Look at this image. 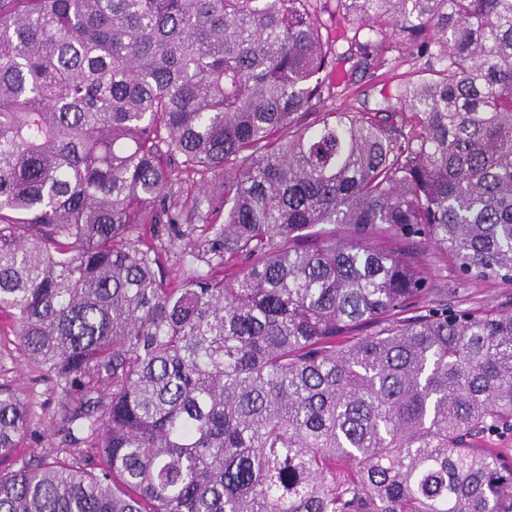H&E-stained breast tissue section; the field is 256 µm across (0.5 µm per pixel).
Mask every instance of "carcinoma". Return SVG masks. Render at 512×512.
I'll list each match as a JSON object with an SVG mask.
<instances>
[{"mask_svg":"<svg viewBox=\"0 0 512 512\" xmlns=\"http://www.w3.org/2000/svg\"><path fill=\"white\" fill-rule=\"evenodd\" d=\"M341 2L410 115L328 104L327 0H0V311L59 397L0 512H512V312L424 271L512 280V0ZM427 262V277L435 289V298L448 307L467 309L477 315L488 310L512 311V282L500 279L466 278L459 272L454 260L444 257L439 250Z\"/></svg>","mask_w":512,"mask_h":512,"instance_id":"obj_1","label":"carcinoma"}]
</instances>
